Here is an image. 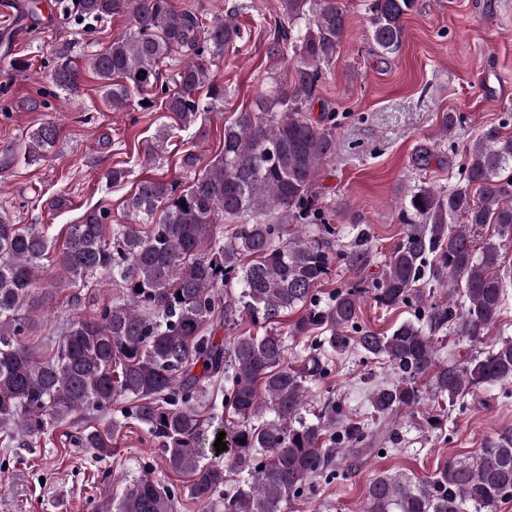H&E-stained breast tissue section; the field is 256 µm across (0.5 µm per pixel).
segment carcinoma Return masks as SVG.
<instances>
[{"label": "carcinoma", "mask_w": 512, "mask_h": 512, "mask_svg": "<svg viewBox=\"0 0 512 512\" xmlns=\"http://www.w3.org/2000/svg\"><path fill=\"white\" fill-rule=\"evenodd\" d=\"M78 14L96 23L127 17L132 28L112 39L91 61L103 99L114 112L131 106V93L164 108L186 128L208 103L224 97L212 67L242 39L233 15L212 19L177 11L171 0H76ZM282 21L268 54L294 58L287 87L270 100L234 114L224 124V150L204 168L194 153L181 157L193 174L182 188L144 178L126 200V224L106 238L104 208L87 210L69 227L56 255L60 282L83 285L112 276L121 295L93 318L66 323L55 352L38 360L22 343L29 331L36 269L49 249L34 224L0 214V426L31 439L89 408L122 397L123 419L143 428L165 471L189 478L194 503L223 504L224 512H287L322 483L345 481L376 445H396L398 415L422 413L428 428L441 425L426 406L454 404L489 386L512 383V337L460 359L439 354L435 336L447 332L477 346L508 310L512 271L501 250L512 243V132L491 126L464 150L452 185L425 182L407 192L406 224L382 264L379 278H361L317 295L333 260L362 273L373 260L370 234L352 226V241L335 249L336 226L315 188L318 171L336 151V114L311 106L326 68L347 35L351 15L343 0H279ZM416 0H371L373 47L393 54L405 39V18ZM187 62L159 83L160 63L173 54ZM79 73L67 61L49 76L71 91ZM58 127L46 122L29 134L28 164L44 159ZM225 227H220V224ZM494 234L481 247L485 227ZM142 291H136V286ZM445 299L433 300V286ZM386 310L417 316L390 332L361 323L365 299ZM300 317L280 329L281 317ZM263 333L241 331L230 345L207 331L228 332L243 317ZM304 344L302 363L286 361L288 342ZM356 352L383 363L391 377L369 399L370 420L347 415L329 399L307 418L313 383L325 379L336 358ZM202 367L195 373L196 367ZM425 386H420L422 380ZM112 429H83L73 444L99 456L112 452ZM231 456L204 462L218 433ZM180 489L151 473L133 480L111 503L113 512H174ZM512 498V430H505L470 461L448 458L423 478L377 474L366 487L364 512H493Z\"/></svg>", "instance_id": "carcinoma-1"}]
</instances>
